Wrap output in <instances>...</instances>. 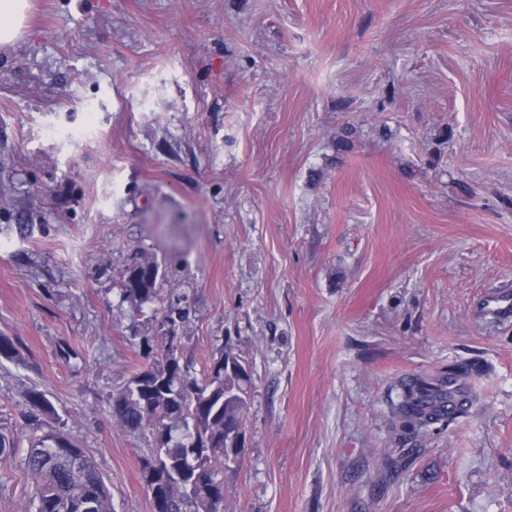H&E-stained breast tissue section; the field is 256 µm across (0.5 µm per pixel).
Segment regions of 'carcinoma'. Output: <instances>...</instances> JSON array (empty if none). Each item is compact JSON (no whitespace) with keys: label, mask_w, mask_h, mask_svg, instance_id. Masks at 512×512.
Here are the masks:
<instances>
[{"label":"carcinoma","mask_w":512,"mask_h":512,"mask_svg":"<svg viewBox=\"0 0 512 512\" xmlns=\"http://www.w3.org/2000/svg\"><path fill=\"white\" fill-rule=\"evenodd\" d=\"M160 265L142 256L126 269L118 289L120 303L133 315L155 324L156 345L148 346L151 363L135 370L123 387L109 395L116 421L148 435L141 457V478L157 512H224V468L237 462L238 448L224 436L244 428L252 390L246 370L224 375V357L233 350L219 348L201 373L182 361V341L160 335L174 321L157 298ZM459 367L435 377H411L401 383L396 422L398 439L427 436L434 425L467 414L474 392L448 410L453 387L466 381ZM25 418L31 433L22 459L31 486L32 509L26 512H112V500L95 459L62 430L50 395L37 388L25 394ZM18 442L0 426V460L16 454Z\"/></svg>","instance_id":"obj_1"}]
</instances>
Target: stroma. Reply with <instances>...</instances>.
I'll return each mask as SVG.
<instances>
[{"instance_id":"35a3bbf8","label":"stroma","mask_w":512,"mask_h":512,"mask_svg":"<svg viewBox=\"0 0 512 512\" xmlns=\"http://www.w3.org/2000/svg\"><path fill=\"white\" fill-rule=\"evenodd\" d=\"M0 53V423L50 394L113 512H152L148 438L108 404L155 328L158 260L202 369H252L226 512H512V0H29ZM351 128V147L336 142ZM478 399L402 473L399 383ZM0 462V512L29 498ZM485 306L491 309L494 315L501 321L512 319V289L497 288L485 299Z\"/></svg>"}]
</instances>
